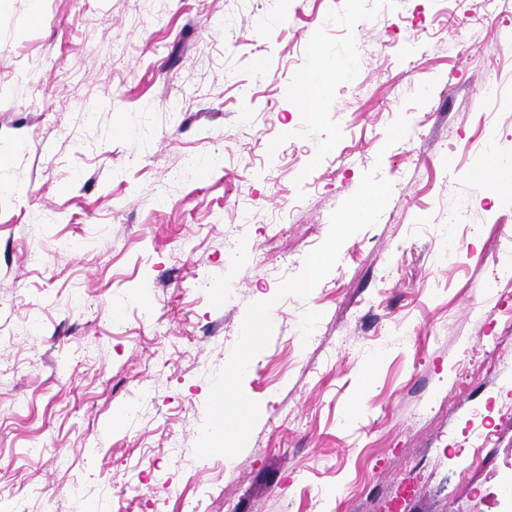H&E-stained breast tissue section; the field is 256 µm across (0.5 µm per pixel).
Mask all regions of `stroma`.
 <instances>
[{
    "label": "stroma",
    "mask_w": 512,
    "mask_h": 512,
    "mask_svg": "<svg viewBox=\"0 0 512 512\" xmlns=\"http://www.w3.org/2000/svg\"><path fill=\"white\" fill-rule=\"evenodd\" d=\"M340 9L0 0V512H512V207L470 177L512 156V0ZM376 163L379 221L271 315L248 446L196 458L248 305ZM315 67H318L321 71L320 81L317 83L309 81L308 73L303 82L294 90L296 99L307 106L313 105L317 100L319 86L322 87L324 84L331 83L343 75V71L329 61H324Z\"/></svg>",
    "instance_id": "stroma-1"
}]
</instances>
